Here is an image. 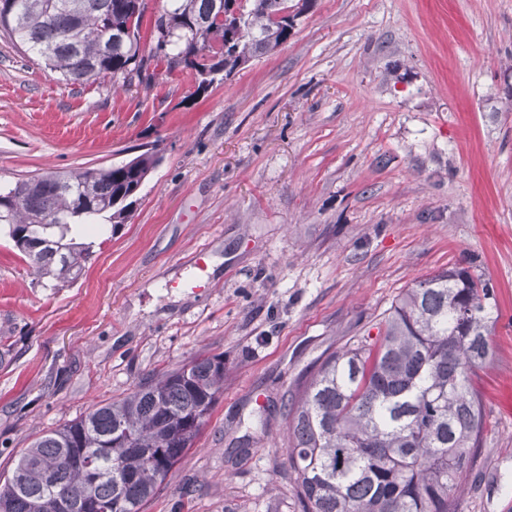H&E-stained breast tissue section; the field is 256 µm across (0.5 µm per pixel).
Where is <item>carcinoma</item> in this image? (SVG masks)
<instances>
[{
  "mask_svg": "<svg viewBox=\"0 0 512 512\" xmlns=\"http://www.w3.org/2000/svg\"><path fill=\"white\" fill-rule=\"evenodd\" d=\"M314 0H166L140 55L146 0H0V30L71 85L144 82L166 71L224 79L288 41ZM157 163L147 148L105 170L49 173L0 189V224L53 287L95 255L87 226L126 223ZM493 288L440 269L391 305L384 331L327 358L289 426L302 512H459L485 406L472 375L493 356ZM224 391L220 356H199L35 439L0 482V512H143L194 447Z\"/></svg>",
  "mask_w": 512,
  "mask_h": 512,
  "instance_id": "carcinoma-1",
  "label": "carcinoma"
}]
</instances>
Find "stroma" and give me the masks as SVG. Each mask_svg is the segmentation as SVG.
Instances as JSON below:
<instances>
[{"mask_svg": "<svg viewBox=\"0 0 512 512\" xmlns=\"http://www.w3.org/2000/svg\"><path fill=\"white\" fill-rule=\"evenodd\" d=\"M160 161L70 286L0 234V475L32 441L193 358H224L195 448L145 512H301L286 413L401 293L489 280L487 424L460 512H512V0H316L197 91L70 86L0 32V184ZM209 253L208 285L194 276Z\"/></svg>", "mask_w": 512, "mask_h": 512, "instance_id": "35a3bbf8", "label": "stroma"}]
</instances>
